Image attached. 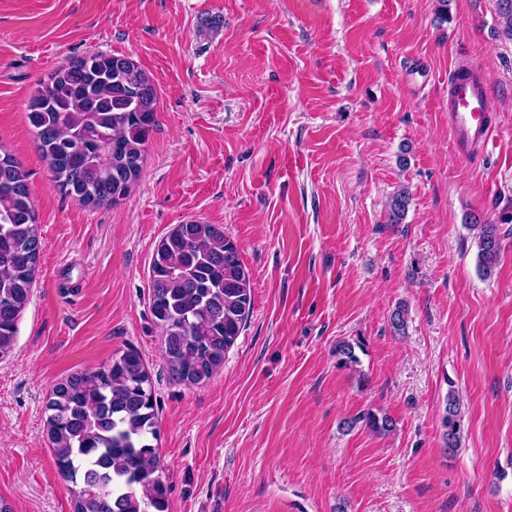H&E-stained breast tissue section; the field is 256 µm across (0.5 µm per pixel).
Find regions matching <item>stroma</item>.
<instances>
[{
    "mask_svg": "<svg viewBox=\"0 0 512 512\" xmlns=\"http://www.w3.org/2000/svg\"><path fill=\"white\" fill-rule=\"evenodd\" d=\"M0 0V143L28 173L41 252L0 359V498L72 512L48 438L55 384L140 353L170 512H512V41L495 0ZM92 52L153 82L130 194L63 196L26 106ZM470 69L495 129L462 156L448 87ZM402 223L386 204L399 189ZM504 226L492 276L472 218ZM223 228L252 309L224 366L173 377L149 305L160 240ZM406 303V335L389 316ZM360 343L351 370L339 342ZM456 386V454L440 414ZM372 412L388 434L359 423ZM355 428H347L349 420Z\"/></svg>",
    "mask_w": 512,
    "mask_h": 512,
    "instance_id": "1",
    "label": "stroma"
}]
</instances>
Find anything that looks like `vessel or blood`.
<instances>
[{"mask_svg": "<svg viewBox=\"0 0 512 512\" xmlns=\"http://www.w3.org/2000/svg\"><path fill=\"white\" fill-rule=\"evenodd\" d=\"M448 128L454 139L471 152H483L491 139L493 128L488 121L485 89L469 83L456 84L448 105Z\"/></svg>", "mask_w": 512, "mask_h": 512, "instance_id": "obj_1", "label": "vessel or blood"}]
</instances>
